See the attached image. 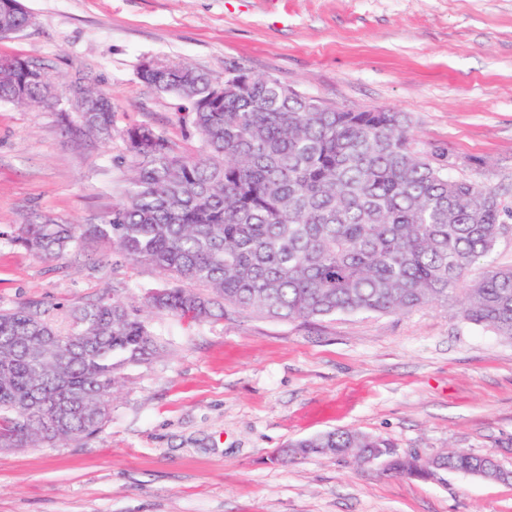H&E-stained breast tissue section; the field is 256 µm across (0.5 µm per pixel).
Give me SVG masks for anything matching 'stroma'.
I'll use <instances>...</instances> for the list:
<instances>
[{
  "instance_id": "35a3bbf8",
  "label": "stroma",
  "mask_w": 512,
  "mask_h": 512,
  "mask_svg": "<svg viewBox=\"0 0 512 512\" xmlns=\"http://www.w3.org/2000/svg\"><path fill=\"white\" fill-rule=\"evenodd\" d=\"M32 16L0 56L43 63L112 96L115 135L65 130L52 107L0 102V307L54 321L108 292L142 303L159 274L89 244L80 263L6 240L34 216L99 224L130 177L120 130L146 123L197 140L181 100L143 63L187 62L223 81L271 75L343 109L410 115L448 174L494 190L506 214L493 258L512 265V0H22ZM160 360L127 369L112 419L60 447L0 449V512H512V481L389 473L378 462L273 455L334 429L428 459L448 448L512 472V342L430 305L310 323L151 316Z\"/></svg>"
}]
</instances>
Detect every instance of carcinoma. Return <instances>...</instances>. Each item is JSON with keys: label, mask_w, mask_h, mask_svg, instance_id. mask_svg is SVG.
<instances>
[{"label": "carcinoma", "mask_w": 512, "mask_h": 512, "mask_svg": "<svg viewBox=\"0 0 512 512\" xmlns=\"http://www.w3.org/2000/svg\"><path fill=\"white\" fill-rule=\"evenodd\" d=\"M30 15L0 0V30ZM141 80L188 104L177 113L198 138L190 154L145 124L121 132L131 177L101 224H58L42 215L11 241L35 256L80 260L88 240L159 270L146 307L203 322L238 314L280 321L457 307L462 320L512 341V265L491 255L503 229L496 193L448 176V157L422 150L403 112L316 110L277 79L255 77L211 95L212 79L188 64L158 65ZM94 112L80 132L112 137V96L90 87ZM57 100L40 63L0 69V102ZM484 272L466 281L478 264ZM162 346L143 308L102 296L60 326L27 305L0 310V447L67 445L112 417L122 372L148 366ZM358 452L351 455L348 449ZM291 458L319 455L418 479L439 472L507 482L487 455L455 448L423 460L388 441L336 429L291 442Z\"/></svg>", "instance_id": "carcinoma-1"}]
</instances>
